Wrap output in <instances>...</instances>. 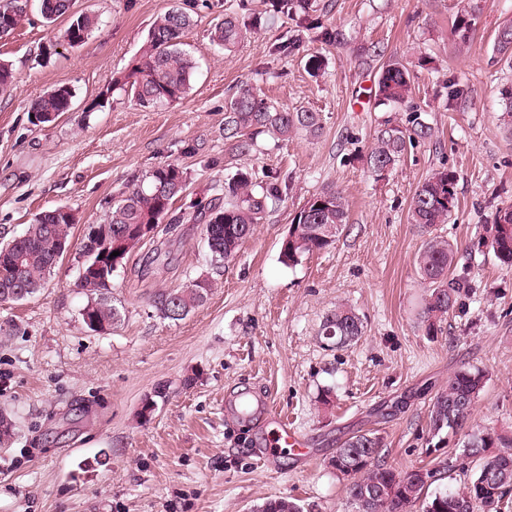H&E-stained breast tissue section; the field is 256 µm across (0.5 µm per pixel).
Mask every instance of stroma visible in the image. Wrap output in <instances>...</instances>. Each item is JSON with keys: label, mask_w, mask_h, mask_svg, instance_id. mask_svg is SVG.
Segmentation results:
<instances>
[{"label": "stroma", "mask_w": 512, "mask_h": 512, "mask_svg": "<svg viewBox=\"0 0 512 512\" xmlns=\"http://www.w3.org/2000/svg\"><path fill=\"white\" fill-rule=\"evenodd\" d=\"M311 2L320 26L310 30L295 14L266 17L269 0H75L97 24L72 47L32 0L0 40L16 75L13 91L0 94V242L44 210L67 207L79 219L44 287L0 304V410L16 423L0 447V512H253L276 498L305 512H354L331 460L369 430L388 465L435 468L432 490L459 488L476 463L462 457L461 435L432 440L427 422L432 397L463 366L487 376L473 428L512 429V267L496 259L485 230L512 204V134L498 120L512 66L494 49L512 0ZM173 8L194 17L183 39L195 62L191 87L145 109L111 83ZM464 11L472 28L462 45L451 26ZM227 16L261 20L230 52L212 40ZM288 40L298 50L276 53ZM377 48L411 65L412 109L378 103ZM243 82L281 107L320 113L321 130L286 141L262 135L239 153L224 138V105ZM452 82L467 89L465 105L449 100ZM61 86L74 94L70 111L34 125L32 103ZM413 109L433 138L385 176L371 174L364 155L375 130ZM168 162L186 172L176 206L191 213L245 170L275 173L287 195L227 263L212 259L198 224L145 240L112 274L121 323L90 331L80 315L87 298L74 286L87 228L105 222L132 178ZM444 167L456 173L458 205L434 233L457 243V269L473 288L430 336L416 265L426 236L409 207ZM326 187L346 199V230L330 248L283 264L294 213ZM203 277L216 286L201 307L179 321L161 317L158 293ZM341 304L364 322L346 347L320 334ZM160 385L166 399L144 413ZM244 394L268 399L272 414L238 418ZM279 414L302 434V450L272 447Z\"/></svg>", "instance_id": "35a3bbf8"}]
</instances>
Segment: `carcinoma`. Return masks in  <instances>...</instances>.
<instances>
[{
	"instance_id": "carcinoma-1",
	"label": "carcinoma",
	"mask_w": 512,
	"mask_h": 512,
	"mask_svg": "<svg viewBox=\"0 0 512 512\" xmlns=\"http://www.w3.org/2000/svg\"><path fill=\"white\" fill-rule=\"evenodd\" d=\"M281 13L312 9L310 0H272ZM70 0H41L40 12L48 23L69 12ZM95 26V18L81 13L70 18L62 37L83 42ZM192 26V17L182 10L168 11L154 21L142 56L132 64L127 74L114 80L143 108H157L176 102L187 94L194 63L181 49L182 39ZM248 29L233 18H225L214 28L219 45L229 50L247 38ZM497 51L512 59V24L503 25L496 36ZM412 75L406 64L388 59L381 65L376 97L384 105H405L412 99ZM73 94L59 87L39 99L31 113L41 124H50L69 111ZM502 121L512 132V86L501 90ZM321 126L317 112L290 111L278 107L248 84L239 86L224 105V135L236 141L246 152L254 137L268 133L287 140L305 131L315 133ZM431 126L415 114L409 125L389 120L377 131L366 155V164L373 174L392 169L415 141L430 139ZM183 167L166 163L155 168L145 179L125 187L114 201L109 215L112 238L97 244V250L110 249L123 231L138 224H151L155 232L173 234L183 224L203 225L204 242L217 262L234 258L241 243L253 234L268 209L282 199L283 190L276 181L265 182L254 172H241L224 184V204L209 209V214H191L173 209L174 201L186 189ZM457 178L454 172L442 169L434 172L416 189L409 208L410 221L430 235L417 258L422 279L429 285L423 308V321L433 327V321L454 311L461 296L470 288L465 278L454 275L457 248L432 235L433 229L446 224L457 207ZM348 210L340 192L324 189L310 197L295 213L288 228V241L281 246L283 263L296 264L301 257L331 247L345 231ZM78 223L76 214L59 208L34 215L26 232L0 243V279L13 277L14 261L23 265V277L17 287L20 301L35 295L54 272L52 252L56 243L70 239L71 228ZM489 245L498 260L512 266V204L499 208L490 227ZM95 260L82 262L76 287L86 295L81 309L82 321L98 324L105 331L122 320L121 311L109 299L112 290L93 270ZM213 288L206 280L203 288L186 286L159 295L156 307L163 318L184 319L202 306ZM363 322L352 309L339 307L326 317L322 335L338 347L350 345L362 336ZM486 383V374L476 367L463 366L448 377V387L434 397L429 407V428L434 437L443 432H456L467 426L475 404ZM382 439L367 431L352 436L336 449L332 466L349 479L348 495L356 512H407L422 501V512H458V504L473 502L474 512H499L502 502L512 492V431H477L467 434L463 443L466 456L477 461V468L458 490L445 489L423 497L428 484L415 481V472H400L381 463ZM257 512H303L294 500L271 499Z\"/></svg>"
}]
</instances>
